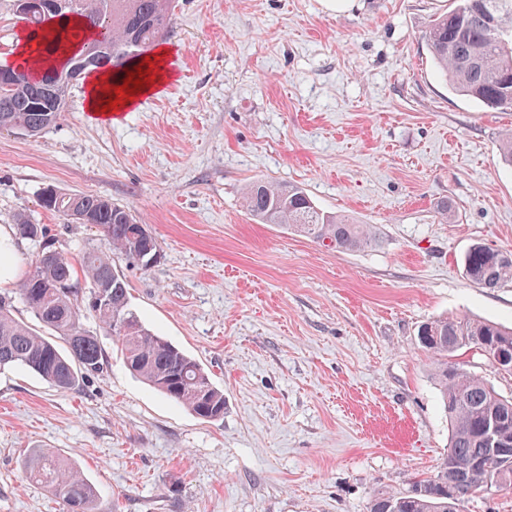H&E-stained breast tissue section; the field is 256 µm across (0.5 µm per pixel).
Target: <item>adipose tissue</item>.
Segmentation results:
<instances>
[{"label":"adipose tissue","mask_w":512,"mask_h":512,"mask_svg":"<svg viewBox=\"0 0 512 512\" xmlns=\"http://www.w3.org/2000/svg\"><path fill=\"white\" fill-rule=\"evenodd\" d=\"M170 49L161 46L143 58L140 78L118 79L115 69L106 67L92 72L86 82V107L89 112L109 115L130 108L141 96L158 92L171 79Z\"/></svg>","instance_id":"1"}]
</instances>
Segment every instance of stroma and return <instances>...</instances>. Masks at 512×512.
<instances>
[{"label": "stroma", "mask_w": 512, "mask_h": 512, "mask_svg": "<svg viewBox=\"0 0 512 512\" xmlns=\"http://www.w3.org/2000/svg\"><path fill=\"white\" fill-rule=\"evenodd\" d=\"M454 6L175 0L160 92L104 120L80 81L55 127L0 133L13 281L37 253L14 239L15 214L74 261L96 236L41 207L44 188L129 207L159 246L147 268L114 259L133 307L224 392L223 418L201 420L134 377L106 333L103 371L76 390L1 370L0 512H69L26 473L30 450L75 463L94 512H366L434 470L451 428L419 326H512V284L481 288L463 265L476 242L512 253L499 156L512 112L460 95L435 66L423 35ZM261 180L374 225L381 245L255 221L240 199Z\"/></svg>", "instance_id": "35a3bbf8"}]
</instances>
